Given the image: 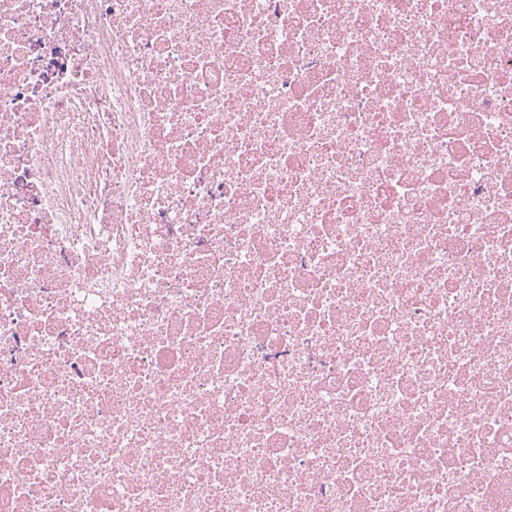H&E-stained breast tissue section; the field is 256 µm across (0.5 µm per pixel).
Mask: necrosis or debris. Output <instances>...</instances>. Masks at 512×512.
<instances>
[{"instance_id": "necrosis-or-debris-1", "label": "necrosis or debris", "mask_w": 512, "mask_h": 512, "mask_svg": "<svg viewBox=\"0 0 512 512\" xmlns=\"http://www.w3.org/2000/svg\"><path fill=\"white\" fill-rule=\"evenodd\" d=\"M0 512H512V0H0Z\"/></svg>"}]
</instances>
